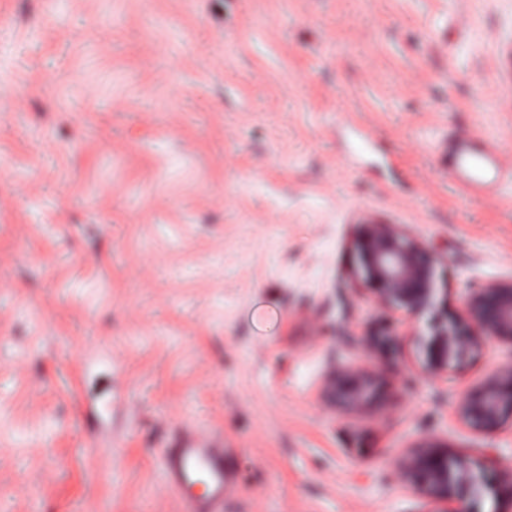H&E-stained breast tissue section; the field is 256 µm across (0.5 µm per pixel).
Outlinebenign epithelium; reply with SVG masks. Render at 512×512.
<instances>
[{
  "label": "benign epithelium",
  "instance_id": "obj_1",
  "mask_svg": "<svg viewBox=\"0 0 512 512\" xmlns=\"http://www.w3.org/2000/svg\"><path fill=\"white\" fill-rule=\"evenodd\" d=\"M357 277L376 305L411 316L424 314L425 329L414 331L424 370L434 378L476 364L492 344L512 346V279L477 283L463 308L448 313L440 288V260L433 249L396 224H362L354 243ZM379 376L362 366L330 373L323 386L327 401L367 412ZM460 421L476 433L493 435L512 424V363L471 387L456 406ZM389 477L420 494L425 512H482L484 498L500 502L496 512H512V484H494L491 472L454 452L448 442L426 440Z\"/></svg>",
  "mask_w": 512,
  "mask_h": 512
}]
</instances>
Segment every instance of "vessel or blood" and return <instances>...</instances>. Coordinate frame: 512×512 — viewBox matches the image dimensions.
I'll return each instance as SVG.
<instances>
[{
	"mask_svg": "<svg viewBox=\"0 0 512 512\" xmlns=\"http://www.w3.org/2000/svg\"><path fill=\"white\" fill-rule=\"evenodd\" d=\"M448 172L465 191L490 190L512 180V164L500 147L480 135H450L445 147ZM160 477L186 498L188 512H224L231 487L224 439L220 436L181 435L160 456ZM203 494H196V487Z\"/></svg>",
	"mask_w": 512,
	"mask_h": 512,
	"instance_id": "1",
	"label": "vessel or blood"
}]
</instances>
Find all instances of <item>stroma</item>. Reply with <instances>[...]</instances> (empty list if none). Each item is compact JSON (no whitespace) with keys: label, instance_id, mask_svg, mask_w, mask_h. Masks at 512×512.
<instances>
[{"label":"stroma","instance_id":"stroma-1","mask_svg":"<svg viewBox=\"0 0 512 512\" xmlns=\"http://www.w3.org/2000/svg\"><path fill=\"white\" fill-rule=\"evenodd\" d=\"M502 46L512 0H0V512H184L186 430L224 438V512H422L382 474L423 438L512 480V428L455 415L512 348L422 376L352 249L404 226L454 310L512 278V185L466 195L438 150L512 151ZM356 364L364 417L321 397Z\"/></svg>","mask_w":512,"mask_h":512}]
</instances>
